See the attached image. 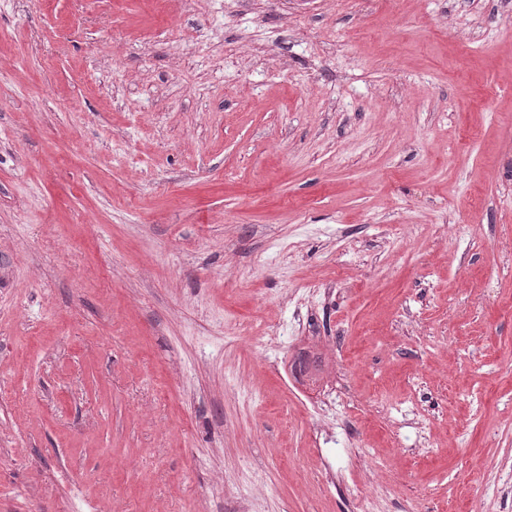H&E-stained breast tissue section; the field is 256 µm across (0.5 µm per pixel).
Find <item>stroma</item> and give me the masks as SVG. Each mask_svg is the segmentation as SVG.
I'll list each match as a JSON object with an SVG mask.
<instances>
[{
	"mask_svg": "<svg viewBox=\"0 0 512 512\" xmlns=\"http://www.w3.org/2000/svg\"><path fill=\"white\" fill-rule=\"evenodd\" d=\"M512 512L506 0H0V512Z\"/></svg>",
	"mask_w": 512,
	"mask_h": 512,
	"instance_id": "35a3bbf8",
	"label": "stroma"
}]
</instances>
